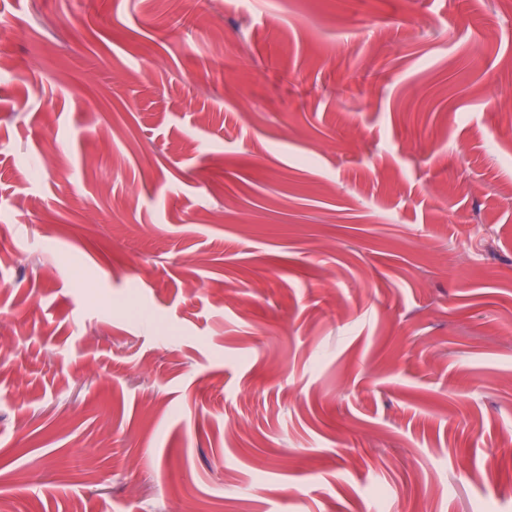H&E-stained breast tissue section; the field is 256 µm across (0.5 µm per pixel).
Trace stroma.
Here are the masks:
<instances>
[{
  "instance_id": "1",
  "label": "stroma",
  "mask_w": 512,
  "mask_h": 512,
  "mask_svg": "<svg viewBox=\"0 0 512 512\" xmlns=\"http://www.w3.org/2000/svg\"><path fill=\"white\" fill-rule=\"evenodd\" d=\"M2 336L0 512H512V0H0Z\"/></svg>"
}]
</instances>
